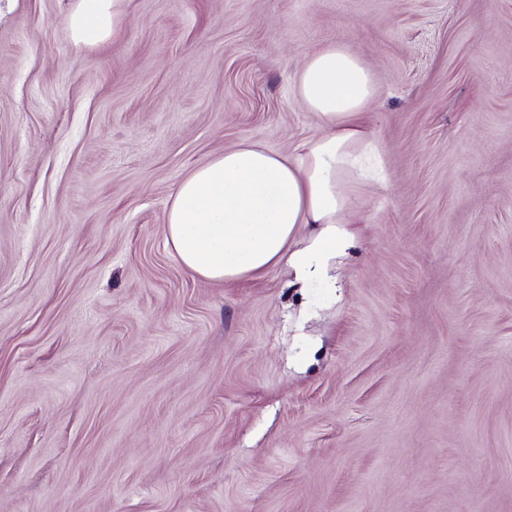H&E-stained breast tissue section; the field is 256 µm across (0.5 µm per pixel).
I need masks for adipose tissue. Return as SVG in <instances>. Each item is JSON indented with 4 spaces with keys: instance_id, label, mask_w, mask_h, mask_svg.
<instances>
[{
    "instance_id": "adipose-tissue-1",
    "label": "adipose tissue",
    "mask_w": 512,
    "mask_h": 512,
    "mask_svg": "<svg viewBox=\"0 0 512 512\" xmlns=\"http://www.w3.org/2000/svg\"><path fill=\"white\" fill-rule=\"evenodd\" d=\"M125 2L72 0L66 21L75 44L116 35ZM376 91L373 70L347 46L329 42L309 53L293 92L315 116L317 134L287 154L244 140L194 168L166 215V244L182 267L230 282L283 264L293 287H335L337 258L356 246L347 225L362 213L373 146L360 117Z\"/></svg>"
}]
</instances>
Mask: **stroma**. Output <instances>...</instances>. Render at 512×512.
Segmentation results:
<instances>
[{
  "mask_svg": "<svg viewBox=\"0 0 512 512\" xmlns=\"http://www.w3.org/2000/svg\"><path fill=\"white\" fill-rule=\"evenodd\" d=\"M0 0V512H512V0ZM374 70L383 185L337 287L184 269L165 215ZM129 0H73L66 18L72 40L94 47L118 32Z\"/></svg>",
  "mask_w": 512,
  "mask_h": 512,
  "instance_id": "obj_1",
  "label": "stroma"
}]
</instances>
